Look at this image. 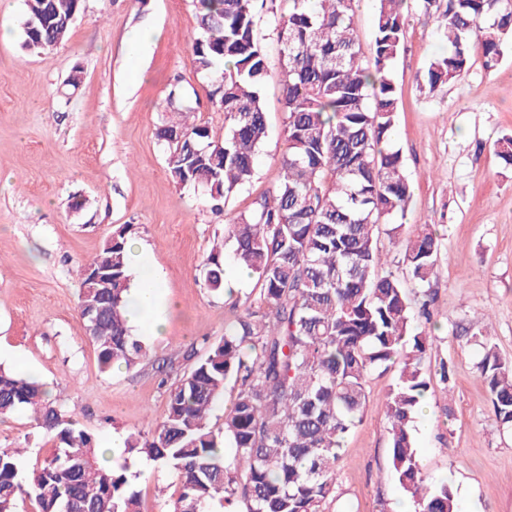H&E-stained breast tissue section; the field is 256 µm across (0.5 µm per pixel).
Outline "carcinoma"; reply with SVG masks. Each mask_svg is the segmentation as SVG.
<instances>
[{
	"label": "carcinoma",
	"instance_id": "cac0c4a2",
	"mask_svg": "<svg viewBox=\"0 0 512 512\" xmlns=\"http://www.w3.org/2000/svg\"><path fill=\"white\" fill-rule=\"evenodd\" d=\"M444 2L447 51L416 76L427 93L469 69L472 49L491 73L512 40V0ZM193 0L199 34L193 62L210 84L209 101L224 113V136L192 121L194 108L178 84L166 97L157 137L173 182L204 191L224 212V243L260 289L257 305L204 346L190 371L167 389L164 417L126 450L174 470L178 491L167 512H327L345 437L369 403L367 376L398 367L386 394L390 464L415 512H458L450 482L423 476L413 423L430 381L427 350L436 336L428 303L414 309L405 283L384 269L383 232L402 244L409 279L430 287L441 240L427 226L405 234L401 223L413 190L393 142L397 94L393 69L404 45L411 0H377L372 57L361 56L355 0ZM37 43L63 45L76 0H25ZM271 19L279 66L271 73L257 18ZM275 77L286 114L282 179L249 213L225 212L227 198L250 181L267 137L263 88ZM512 166V135L495 145ZM125 224L82 272L79 315L102 372L136 367L146 345L127 326ZM224 247L205 263V286L224 292ZM110 279L94 288L89 277ZM233 295V292L226 293ZM481 348L476 369L486 382L496 421L512 425V364L499 356L486 319L461 327ZM236 387L224 429L210 426L224 387ZM31 412L57 448L31 470L26 448H0V512L29 499L38 512H141L139 475L104 463V450L46 386L0 365V417Z\"/></svg>",
	"mask_w": 512,
	"mask_h": 512
}]
</instances>
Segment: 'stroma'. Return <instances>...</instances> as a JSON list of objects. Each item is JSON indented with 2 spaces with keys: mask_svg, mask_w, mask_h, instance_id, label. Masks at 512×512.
I'll list each match as a JSON object with an SVG mask.
<instances>
[{
  "mask_svg": "<svg viewBox=\"0 0 512 512\" xmlns=\"http://www.w3.org/2000/svg\"><path fill=\"white\" fill-rule=\"evenodd\" d=\"M25 0H0V363L44 382L99 446L113 436L148 432L166 410L164 382L187 371L191 344L218 339L230 316L223 298L203 286L205 261L224 235V218L200 193L168 175L156 128L167 91L180 81L195 119L224 133L210 87L195 70L198 34L192 0H84L65 44L23 45ZM159 29L147 47L134 32ZM444 26L413 7L394 64L398 110L394 141L414 187L407 231L422 223L442 237L431 285L438 338L426 374L447 358L449 385L432 382L427 410L415 419V442L428 481L451 479L459 512H512V431L496 422L475 364L477 346L453 330L489 315L492 340L512 363V168L493 149L512 134V42L498 69L480 55L433 94L414 81L442 46ZM80 70L73 87L68 78ZM276 80L263 93L268 137L252 181L226 210L246 213L281 177L285 114ZM86 200L83 209L74 203ZM151 252L146 276L167 298L164 332L147 337L148 355L133 369L101 372L78 313L80 272L119 226ZM396 368L368 379V407L347 435L329 512H393L403 494L389 461L386 393ZM31 447L23 469L55 444L24 411L0 420V448ZM140 478L142 512H162L159 488L176 493L173 475L146 458L119 452Z\"/></svg>",
  "mask_w": 512,
  "mask_h": 512,
  "instance_id": "35a3bbf8",
  "label": "stroma"
}]
</instances>
